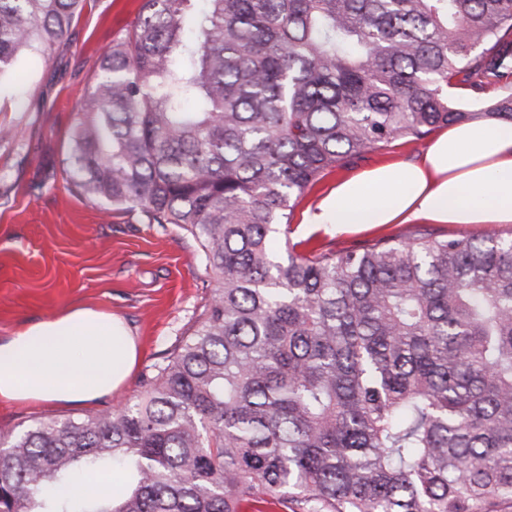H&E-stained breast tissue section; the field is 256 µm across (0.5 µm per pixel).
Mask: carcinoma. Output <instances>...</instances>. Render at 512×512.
I'll use <instances>...</instances> for the list:
<instances>
[{
    "mask_svg": "<svg viewBox=\"0 0 512 512\" xmlns=\"http://www.w3.org/2000/svg\"><path fill=\"white\" fill-rule=\"evenodd\" d=\"M86 0H0V76ZM143 0L79 102L71 190L200 244L217 286L141 390L0 434V512H503L512 238L276 234L323 172L512 121V0ZM115 482L95 496L79 484ZM452 100L463 106L469 112H479L484 103L492 101L503 94V89L498 85H487L483 90L474 92L470 90L456 89L448 91Z\"/></svg>",
    "mask_w": 512,
    "mask_h": 512,
    "instance_id": "1",
    "label": "carcinoma"
}]
</instances>
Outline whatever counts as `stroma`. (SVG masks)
Instances as JSON below:
<instances>
[{
  "label": "stroma",
  "mask_w": 512,
  "mask_h": 512,
  "mask_svg": "<svg viewBox=\"0 0 512 512\" xmlns=\"http://www.w3.org/2000/svg\"><path fill=\"white\" fill-rule=\"evenodd\" d=\"M142 3L87 0L53 58L24 59L0 84V126L23 132L18 140H0V337L86 305L123 319L138 344L136 366L121 390L90 405L0 403V432L36 419L91 415L132 399L142 372L167 357L215 286L187 232L69 189L76 105L102 53L139 18ZM428 145L400 140L325 172L291 212L290 241L346 251L410 232L407 224L342 230L301 217L337 180L417 158Z\"/></svg>",
  "instance_id": "obj_1"
}]
</instances>
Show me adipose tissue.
Returning a JSON list of instances; mask_svg holds the SVG:
<instances>
[{
    "mask_svg": "<svg viewBox=\"0 0 512 512\" xmlns=\"http://www.w3.org/2000/svg\"><path fill=\"white\" fill-rule=\"evenodd\" d=\"M307 224H512V123H460L421 158L337 182ZM137 346L123 322L86 306L0 338V401L89 404L130 377Z\"/></svg>",
    "mask_w": 512,
    "mask_h": 512,
    "instance_id": "ef3b65f1",
    "label": "adipose tissue"
}]
</instances>
